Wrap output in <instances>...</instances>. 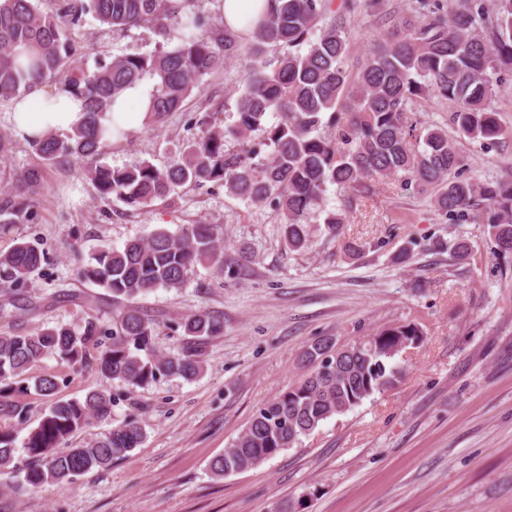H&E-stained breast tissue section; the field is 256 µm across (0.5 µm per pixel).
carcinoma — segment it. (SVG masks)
<instances>
[{
    "label": "carcinoma",
    "instance_id": "carcinoma-1",
    "mask_svg": "<svg viewBox=\"0 0 512 512\" xmlns=\"http://www.w3.org/2000/svg\"><path fill=\"white\" fill-rule=\"evenodd\" d=\"M0 0V103L38 85L60 86L84 100V117L72 131L27 139L33 162L15 173L0 191V235L35 218L37 197L49 170L67 172L76 160L96 196L142 210L167 200L186 184L213 183L254 205L282 215L288 248H308L304 215L329 185L362 196L371 182L401 173L419 189H436L435 207L452 220L487 224L497 255H512V181L481 182L461 174L463 158L448 131L408 123V106L429 94L453 103L455 132L483 145L503 134L493 97L512 78V0H418L411 13L386 18L357 74L348 69L343 15H332L331 0H269L267 14L250 33L208 22L200 0ZM114 32L143 24L179 29V43L100 59L84 66L86 45L80 28L86 15ZM257 58L270 47L282 51L269 69L255 62L236 97V119L228 130L215 127L224 102L212 101L188 119L196 131L183 156L158 167L148 160L123 168L103 161L111 144L129 132L102 124L105 112L128 87L154 80L144 126L166 122L203 91L204 79L236 59L244 41ZM270 113L277 121L267 123ZM336 132L328 136L324 129ZM239 148H226V135ZM217 224H187L175 233L164 228L121 247L103 245L77 270L78 278L112 299V317H89L78 326L57 323L27 331H0V475L19 487L70 483L141 447L145 433L130 415L112 430L71 448V439L106 420L113 398L104 389L81 399L56 400L28 427L34 392L49 398L58 388L51 374L35 379L28 371L52 357L76 370L94 369L130 391L164 377L187 381L203 373L202 347L224 333V324L204 309L181 319L180 348H155V322L137 300L156 288L179 289L198 264L224 269ZM46 262L40 244L19 241L0 253V317L24 322L32 303L29 277ZM412 323H394L341 346L321 336L308 343L299 362L306 375L261 407L246 429L214 458L217 476L256 467L311 435L323 422L364 399L396 387L403 375L397 357L423 342ZM24 436H19L21 431ZM23 449L26 461L16 457Z\"/></svg>",
    "mask_w": 512,
    "mask_h": 512
}]
</instances>
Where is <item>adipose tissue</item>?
<instances>
[{
    "label": "adipose tissue",
    "mask_w": 512,
    "mask_h": 512,
    "mask_svg": "<svg viewBox=\"0 0 512 512\" xmlns=\"http://www.w3.org/2000/svg\"><path fill=\"white\" fill-rule=\"evenodd\" d=\"M151 101V88L140 82L128 88L106 112L105 126L124 123L141 126ZM83 117V101L63 90L37 89L14 98L8 106V120L17 135H42L50 131H71Z\"/></svg>",
    "instance_id": "ef3b65f1"
}]
</instances>
